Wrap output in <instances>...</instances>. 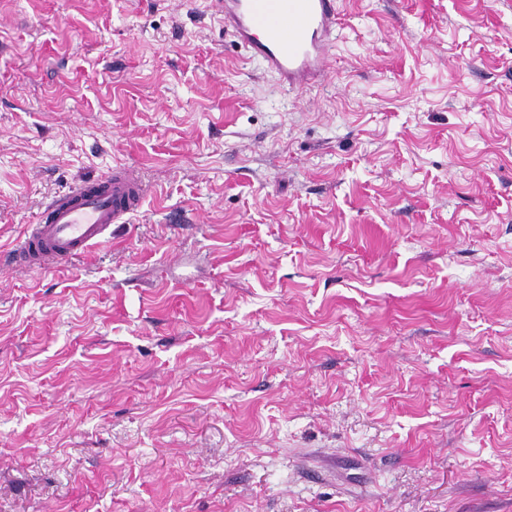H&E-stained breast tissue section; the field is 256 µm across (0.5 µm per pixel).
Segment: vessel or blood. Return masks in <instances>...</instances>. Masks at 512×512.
<instances>
[{
	"mask_svg": "<svg viewBox=\"0 0 512 512\" xmlns=\"http://www.w3.org/2000/svg\"><path fill=\"white\" fill-rule=\"evenodd\" d=\"M251 59L274 72L285 90L323 83L338 14L336 0H212ZM145 188L129 167L81 181L28 225L16 246L0 251L9 267L45 270L107 242L111 227L141 204Z\"/></svg>",
	"mask_w": 512,
	"mask_h": 512,
	"instance_id": "b4317fda",
	"label": "vessel or blood"
}]
</instances>
